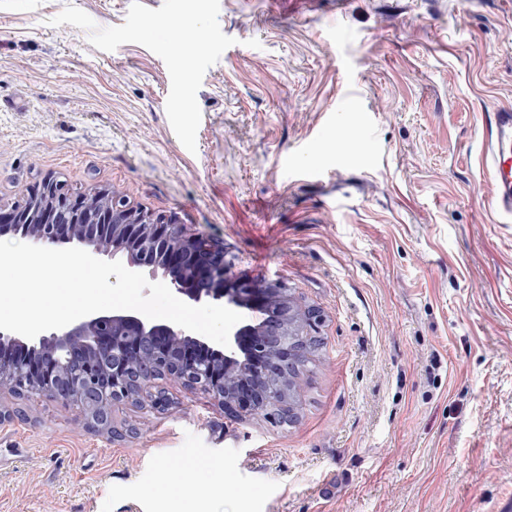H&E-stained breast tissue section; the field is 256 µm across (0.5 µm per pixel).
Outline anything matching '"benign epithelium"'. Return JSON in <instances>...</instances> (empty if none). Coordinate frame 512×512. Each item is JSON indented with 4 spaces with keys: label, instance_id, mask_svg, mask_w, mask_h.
I'll list each match as a JSON object with an SVG mask.
<instances>
[{
    "label": "benign epithelium",
    "instance_id": "benign-epithelium-1",
    "mask_svg": "<svg viewBox=\"0 0 512 512\" xmlns=\"http://www.w3.org/2000/svg\"><path fill=\"white\" fill-rule=\"evenodd\" d=\"M28 225L27 237L39 245L68 238L97 254H123L129 267L161 273L173 289L195 303L220 301L259 318L233 329L226 346L210 343L165 321L139 312L94 313L63 328L29 339L0 330V349L22 346L30 358L14 361L0 354V396L23 394L76 405L94 431L115 433L112 409L146 397L165 411L170 399L156 376L199 388L234 416L258 414L280 391L272 378L293 376L301 367L305 340L320 314L288 308L286 289L259 286L228 276L224 248L203 231H189L163 218L146 219L124 198L101 189L76 192L46 178L24 207L0 205V234ZM156 255L147 260L145 253ZM281 296L282 313L266 311Z\"/></svg>",
    "mask_w": 512,
    "mask_h": 512
}]
</instances>
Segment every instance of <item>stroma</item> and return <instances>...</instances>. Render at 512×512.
<instances>
[{"mask_svg":"<svg viewBox=\"0 0 512 512\" xmlns=\"http://www.w3.org/2000/svg\"><path fill=\"white\" fill-rule=\"evenodd\" d=\"M502 106L512 0H0V203L110 190L281 283L323 342L289 425L170 383L115 439L4 396L0 512H507ZM485 159L491 174L492 201L502 214L512 213V108L493 114Z\"/></svg>","mask_w":512,"mask_h":512,"instance_id":"1","label":"stroma"}]
</instances>
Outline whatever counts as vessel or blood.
Segmentation results:
<instances>
[{
    "instance_id": "b4317fda",
    "label": "vessel or blood",
    "mask_w": 512,
    "mask_h": 512,
    "mask_svg": "<svg viewBox=\"0 0 512 512\" xmlns=\"http://www.w3.org/2000/svg\"><path fill=\"white\" fill-rule=\"evenodd\" d=\"M485 159L491 174L492 200L498 211L512 213V108L493 114Z\"/></svg>"
}]
</instances>
